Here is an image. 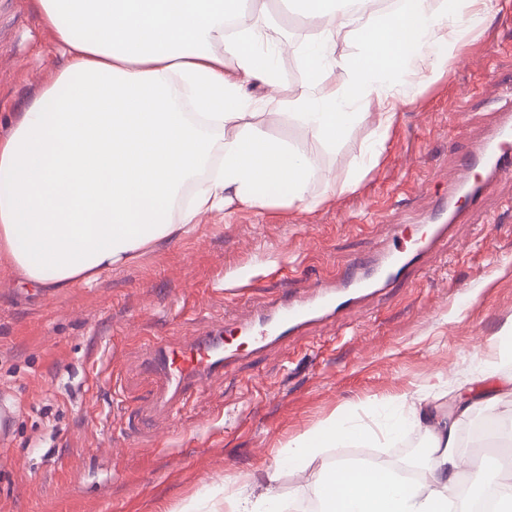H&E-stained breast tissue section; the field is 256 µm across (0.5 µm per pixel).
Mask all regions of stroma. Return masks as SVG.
Here are the masks:
<instances>
[{
  "mask_svg": "<svg viewBox=\"0 0 512 512\" xmlns=\"http://www.w3.org/2000/svg\"><path fill=\"white\" fill-rule=\"evenodd\" d=\"M274 30L313 34L296 5L266 0ZM461 63L402 105L379 163L322 206L206 215L196 234L88 286L32 292L0 260V404L19 407L0 447V512H179L218 486L259 479L276 448L332 414L380 431L390 401L433 397L495 360L512 323V175L483 214L454 225L438 257L356 313L310 327L266 354H242L223 383L176 413L146 420L155 387L141 371L147 336L184 341L213 321L227 335L245 310L297 295L376 251L391 227L425 215L453 164L512 86V0L460 44ZM65 63L30 0H0V133ZM460 111L449 127V111ZM376 115L359 122L323 168L345 178ZM125 343L114 361L116 343ZM419 431L379 447L334 448L332 460L395 465Z\"/></svg>",
  "mask_w": 512,
  "mask_h": 512,
  "instance_id": "1",
  "label": "stroma"
}]
</instances>
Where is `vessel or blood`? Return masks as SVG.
I'll return each instance as SVG.
<instances>
[{
    "label": "vessel or blood",
    "mask_w": 512,
    "mask_h": 512,
    "mask_svg": "<svg viewBox=\"0 0 512 512\" xmlns=\"http://www.w3.org/2000/svg\"><path fill=\"white\" fill-rule=\"evenodd\" d=\"M456 167L457 179L427 219L428 232L418 236L410 225H394L392 240L382 250L355 258L342 273L314 282L300 295L274 300L250 313L240 323L250 340V352L271 350L307 325L333 319L393 288L404 273L438 254L452 225L467 219L495 181L512 174L511 90L503 91L493 124L457 158ZM239 356L220 323L183 343L160 336L145 344L141 368L156 384L154 411H172L194 393L223 380Z\"/></svg>",
    "instance_id": "vessel-or-blood-1"
}]
</instances>
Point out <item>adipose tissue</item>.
I'll list each match as a JSON object with an SVG mask.
<instances>
[{"instance_id": "obj_1", "label": "adipose tissue", "mask_w": 512, "mask_h": 512, "mask_svg": "<svg viewBox=\"0 0 512 512\" xmlns=\"http://www.w3.org/2000/svg\"><path fill=\"white\" fill-rule=\"evenodd\" d=\"M319 20L301 43L270 32L263 0H33L70 55L56 79L0 137V258L30 288H74L194 235L203 216L253 209H314L355 190L379 163L399 110V76L434 81L457 44L481 28L493 0H401L391 13L338 0H296ZM357 51L338 53L339 42ZM293 46L302 83L280 77ZM344 72L343 84L332 82ZM268 88L266 97L252 89ZM378 105L363 163L325 176L309 149L326 151ZM292 122L290 141L265 126ZM321 182V193L311 186ZM468 383L449 404L398 400L384 427H420L429 462L413 483L385 466L329 461V449L373 434L330 417L278 448L263 483L223 498L224 512H288L276 491L283 471L306 475L319 512H448L460 459L459 423L485 401Z\"/></svg>"}]
</instances>
